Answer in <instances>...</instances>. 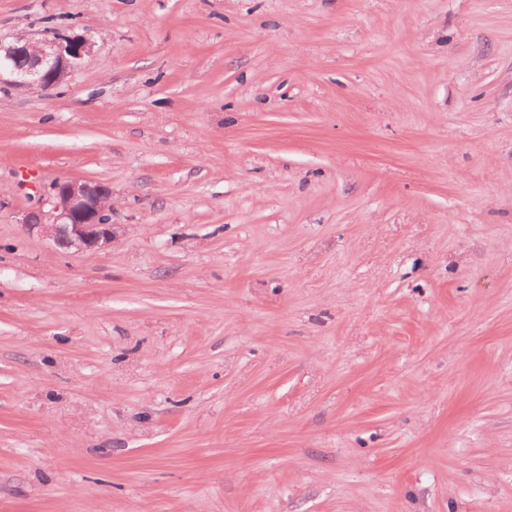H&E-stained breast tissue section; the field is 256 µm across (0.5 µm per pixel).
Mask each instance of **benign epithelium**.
<instances>
[{"label": "benign epithelium", "mask_w": 512, "mask_h": 512, "mask_svg": "<svg viewBox=\"0 0 512 512\" xmlns=\"http://www.w3.org/2000/svg\"><path fill=\"white\" fill-rule=\"evenodd\" d=\"M94 47L95 42L84 36L35 42L19 35L10 43L0 40V83L29 90L49 89ZM20 56L24 58L21 66L16 64ZM52 190V212H29L24 220L28 228L40 229L56 245L74 253L112 245L110 187L69 179L56 182Z\"/></svg>", "instance_id": "1"}]
</instances>
